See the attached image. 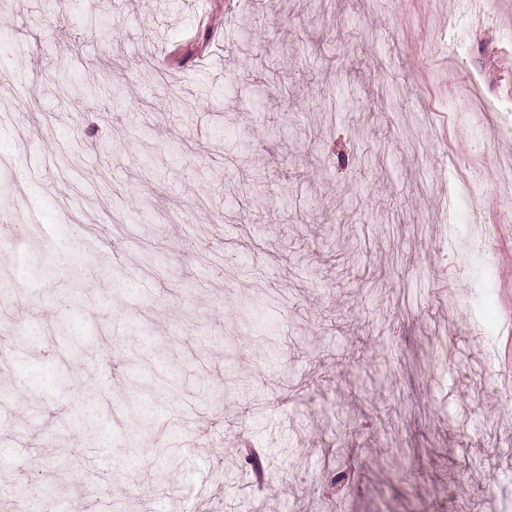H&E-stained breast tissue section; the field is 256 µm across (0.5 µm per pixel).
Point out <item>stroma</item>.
I'll return each mask as SVG.
<instances>
[{"label": "stroma", "instance_id": "1", "mask_svg": "<svg viewBox=\"0 0 512 512\" xmlns=\"http://www.w3.org/2000/svg\"><path fill=\"white\" fill-rule=\"evenodd\" d=\"M508 147L512 0H0V205L19 178L34 234L14 253L0 221L32 382L0 373L27 454L0 512L28 482L87 512H512ZM76 224L75 299L31 261ZM452 224L489 225L486 251ZM133 405L152 435L91 471L79 419L124 446ZM201 427L223 458L184 447ZM173 461L176 492L140 483Z\"/></svg>", "mask_w": 512, "mask_h": 512}]
</instances>
